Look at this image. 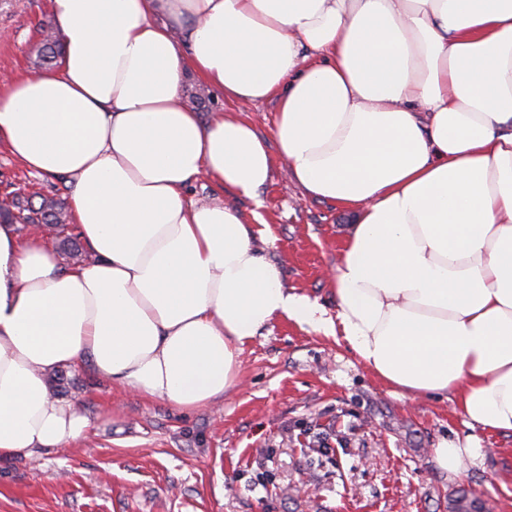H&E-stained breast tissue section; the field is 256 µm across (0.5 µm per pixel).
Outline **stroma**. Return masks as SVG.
Here are the masks:
<instances>
[{"label": "stroma", "instance_id": "obj_1", "mask_svg": "<svg viewBox=\"0 0 512 512\" xmlns=\"http://www.w3.org/2000/svg\"><path fill=\"white\" fill-rule=\"evenodd\" d=\"M49 0H0V77L36 73ZM69 199L0 146V198ZM266 255L287 287L336 314L330 272L351 215L274 174L258 201ZM240 387L183 412L67 369L51 385L90 424L80 447L0 460V512H448L466 488L512 512V436H484L482 464L452 476L434 450L469 433L440 397L395 395L346 346L290 320L241 355Z\"/></svg>", "mask_w": 512, "mask_h": 512}]
</instances>
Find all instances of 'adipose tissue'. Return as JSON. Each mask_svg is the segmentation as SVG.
Returning <instances> with one entry per match:
<instances>
[{
    "label": "adipose tissue",
    "instance_id": "ef3b65f1",
    "mask_svg": "<svg viewBox=\"0 0 512 512\" xmlns=\"http://www.w3.org/2000/svg\"><path fill=\"white\" fill-rule=\"evenodd\" d=\"M50 24L64 54L0 83V145L72 180L92 260L0 223V458L86 439L62 369L195 410L282 318L398 396L446 398L473 430L435 448L448 474L512 435V0H51ZM190 75L238 111L276 100L288 176L353 212L335 318L236 205L272 177L265 140L238 111L201 119ZM202 178L232 201L189 197Z\"/></svg>",
    "mask_w": 512,
    "mask_h": 512
}]
</instances>
